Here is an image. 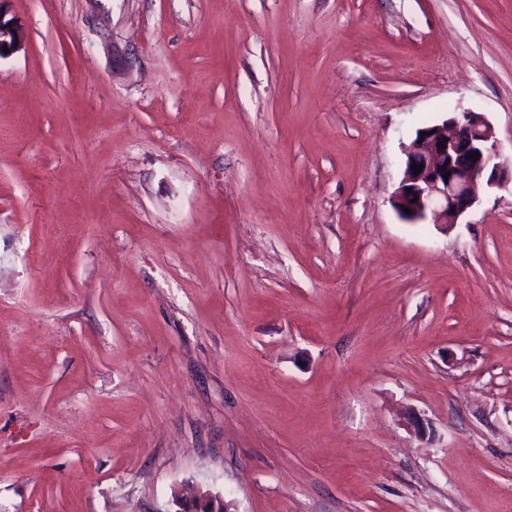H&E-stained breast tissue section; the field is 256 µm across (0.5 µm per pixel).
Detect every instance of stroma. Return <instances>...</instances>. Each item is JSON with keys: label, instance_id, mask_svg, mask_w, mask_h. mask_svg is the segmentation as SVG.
Masks as SVG:
<instances>
[{"label": "stroma", "instance_id": "1", "mask_svg": "<svg viewBox=\"0 0 512 512\" xmlns=\"http://www.w3.org/2000/svg\"><path fill=\"white\" fill-rule=\"evenodd\" d=\"M9 7L0 512H512V192L391 205L449 108L512 157V0ZM172 503L177 508L170 512H228L223 496L203 492L195 486L175 490Z\"/></svg>", "mask_w": 512, "mask_h": 512}]
</instances>
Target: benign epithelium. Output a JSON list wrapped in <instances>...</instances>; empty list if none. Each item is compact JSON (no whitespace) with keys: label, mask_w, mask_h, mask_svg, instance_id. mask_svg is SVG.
Listing matches in <instances>:
<instances>
[{"label":"benign epithelium","mask_w":512,"mask_h":512,"mask_svg":"<svg viewBox=\"0 0 512 512\" xmlns=\"http://www.w3.org/2000/svg\"><path fill=\"white\" fill-rule=\"evenodd\" d=\"M8 2L0 0V58L16 52L25 39L22 28L8 17ZM405 155L392 205L410 224L430 220L446 231L477 202L478 183L483 181L489 188L512 187V159L503 155L494 127L479 112H456L424 129L406 147ZM415 164L422 167L418 173L412 170ZM406 207L411 213H405ZM172 503L176 506L173 512H228L223 496L195 486L175 490Z\"/></svg>","instance_id":"benign-epithelium-1"}]
</instances>
